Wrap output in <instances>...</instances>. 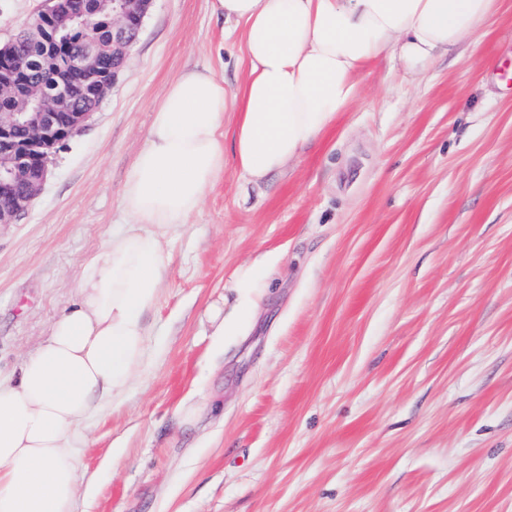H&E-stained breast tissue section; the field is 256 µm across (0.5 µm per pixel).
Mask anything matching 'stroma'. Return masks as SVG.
Masks as SVG:
<instances>
[{
    "instance_id": "stroma-1",
    "label": "stroma",
    "mask_w": 512,
    "mask_h": 512,
    "mask_svg": "<svg viewBox=\"0 0 512 512\" xmlns=\"http://www.w3.org/2000/svg\"><path fill=\"white\" fill-rule=\"evenodd\" d=\"M248 64L212 0H153L126 66L0 227V379L76 298L184 69ZM142 366L86 425L74 512H512V0L409 73L375 64L260 184L234 159L167 244ZM268 267L239 333L235 276ZM192 410L184 419V410Z\"/></svg>"
}]
</instances>
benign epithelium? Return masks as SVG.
I'll return each mask as SVG.
<instances>
[{
  "label": "benign epithelium",
  "instance_id": "1",
  "mask_svg": "<svg viewBox=\"0 0 512 512\" xmlns=\"http://www.w3.org/2000/svg\"><path fill=\"white\" fill-rule=\"evenodd\" d=\"M152 0H112V19L107 24L110 39L106 44L90 40L77 50L50 49L44 60L63 72L65 81L54 94L41 98L35 112L0 110V226L16 224L40 194L49 173L53 152L81 132L91 117L89 112H68L70 85L84 80L91 57L107 48L112 54V74L94 80L91 95L105 99L124 67ZM100 10L97 0H73L76 17H95ZM56 13L55 0L33 17L29 30L40 44H49L47 21ZM30 64L26 55H18L6 44L0 46V99H24L27 88L17 82Z\"/></svg>",
  "mask_w": 512,
  "mask_h": 512
}]
</instances>
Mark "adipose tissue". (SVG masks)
Segmentation results:
<instances>
[{"label": "adipose tissue", "mask_w": 512, "mask_h": 512, "mask_svg": "<svg viewBox=\"0 0 512 512\" xmlns=\"http://www.w3.org/2000/svg\"><path fill=\"white\" fill-rule=\"evenodd\" d=\"M497 0H214L237 27L248 75L235 91L208 69L183 71L155 110L147 141L121 191L127 224L83 271L76 300L47 340L0 383V512H73L76 444L87 422L129 386L144 357V313L168 268L163 242L197 212L224 177V121L236 118L234 151L250 182L298 160L360 98L385 51L426 68L470 38ZM237 315L214 334H234L266 270L235 279Z\"/></svg>", "instance_id": "ef3b65f1"}]
</instances>
